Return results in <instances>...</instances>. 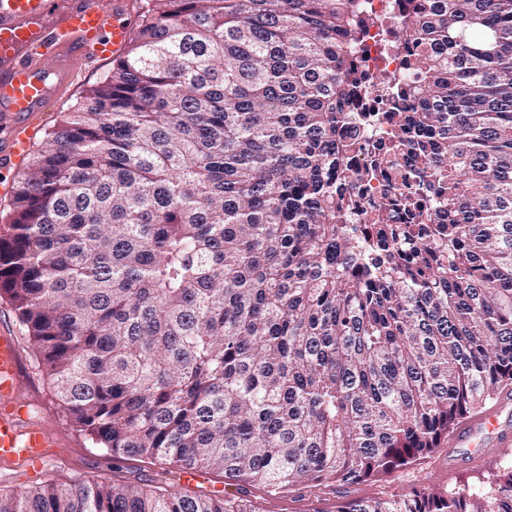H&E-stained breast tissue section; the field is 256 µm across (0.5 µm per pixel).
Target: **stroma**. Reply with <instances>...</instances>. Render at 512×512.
I'll list each match as a JSON object with an SVG mask.
<instances>
[{
  "label": "stroma",
  "instance_id": "obj_1",
  "mask_svg": "<svg viewBox=\"0 0 512 512\" xmlns=\"http://www.w3.org/2000/svg\"><path fill=\"white\" fill-rule=\"evenodd\" d=\"M112 67L113 63L109 60L83 65L78 79L64 87L60 97L45 111L33 115V148L42 146L46 130L60 120L62 113L74 111L86 91L100 82ZM2 325L16 329L22 338L23 397L38 406L44 420L66 441L64 453L67 461L45 466L36 475L22 466L0 465V492L19 493L35 486H68L76 482H131L157 492L180 485V472L175 467L137 457L116 461L109 451L95 445L89 435L78 431L60 407L53 388L39 369L36 350L26 339V331L22 329L12 304L6 296L0 294ZM449 452L452 451L447 442L443 441L418 464L366 482L335 484L321 490L303 484L277 498L266 497L258 488L252 487L248 490V498L255 512H332L338 502L345 500L384 498L393 493L422 487L448 490L472 488L488 476L489 466L469 460L468 452L463 448L454 451L461 460L460 465L449 467Z\"/></svg>",
  "mask_w": 512,
  "mask_h": 512
}]
</instances>
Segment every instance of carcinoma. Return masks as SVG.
Instances as JSON below:
<instances>
[{"instance_id":"cac0c4a2","label":"carcinoma","mask_w":512,"mask_h":512,"mask_svg":"<svg viewBox=\"0 0 512 512\" xmlns=\"http://www.w3.org/2000/svg\"><path fill=\"white\" fill-rule=\"evenodd\" d=\"M360 34L354 0H146L18 173L0 290L78 430L236 491L46 486L0 512H255L247 485L405 469L512 385V0L400 29L412 224L347 223ZM336 512H512V464Z\"/></svg>"}]
</instances>
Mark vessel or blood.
I'll return each mask as SVG.
<instances>
[{
	"mask_svg": "<svg viewBox=\"0 0 512 512\" xmlns=\"http://www.w3.org/2000/svg\"><path fill=\"white\" fill-rule=\"evenodd\" d=\"M52 0H0V167H8L30 145L33 113L55 101L52 78L59 72L75 77L90 60L121 55L132 34L133 18L124 0H69L53 14ZM20 338L9 327L0 329V462L16 463L36 473L61 460L62 441L36 418L22 397ZM512 409V392L496 396L494 404L462 421L450 436L458 445L473 446L474 456L486 452L484 437L498 448L512 447V424L499 422Z\"/></svg>",
	"mask_w": 512,
	"mask_h": 512,
	"instance_id": "b4317fda",
	"label": "vessel or blood"
}]
</instances>
